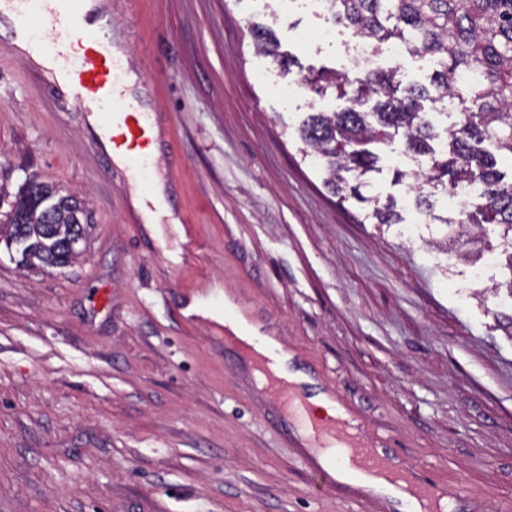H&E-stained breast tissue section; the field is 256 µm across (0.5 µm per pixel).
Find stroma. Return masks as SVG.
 <instances>
[{
  "label": "stroma",
  "instance_id": "stroma-1",
  "mask_svg": "<svg viewBox=\"0 0 512 512\" xmlns=\"http://www.w3.org/2000/svg\"><path fill=\"white\" fill-rule=\"evenodd\" d=\"M107 13L164 132L150 172L179 223L153 233L131 180L95 154L86 110H44L22 64L0 61V214L35 175L88 196L93 219L80 260L38 274L0 243V512H397L326 489L228 339V298L335 394L359 439L447 486L454 512H512L503 256L445 252V227L394 180L401 142L378 147L362 203L301 151V122L346 106L302 78L360 76L352 31L323 39L317 0H109ZM255 24L295 57L290 73L256 54ZM373 67L406 85L432 72L387 50ZM288 84L300 90L285 99ZM390 196L403 223H365ZM192 238L199 257L181 265ZM203 299L211 313L189 319Z\"/></svg>",
  "mask_w": 512,
  "mask_h": 512
}]
</instances>
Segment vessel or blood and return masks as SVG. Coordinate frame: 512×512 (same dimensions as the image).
Returning a JSON list of instances; mask_svg holds the SVG:
<instances>
[{
	"label": "vessel or blood",
	"instance_id": "vessel-or-blood-1",
	"mask_svg": "<svg viewBox=\"0 0 512 512\" xmlns=\"http://www.w3.org/2000/svg\"><path fill=\"white\" fill-rule=\"evenodd\" d=\"M84 0H0V14L12 16L8 37L0 41V49L18 56L25 43L34 39L35 29H42L47 55L66 63L64 99L45 98L49 111H62L64 103L88 105L99 115L104 151L106 142L120 146L126 143L141 147L142 152L130 156L129 164L145 173L149 159L144 152L151 143V128L144 119L139 102L128 95L121 79V58L104 31L88 28L83 15ZM255 367L264 378L268 395L289 412L298 427L306 431L316 451L332 460L344 457L355 439L346 429L337 427L335 419L317 417L310 405L308 385L288 379L279 371L278 358L267 352H251ZM353 470L358 474L377 472L386 476L399 491L420 503H434L441 497L439 485L420 480L414 473L397 468L391 456L375 449L356 447Z\"/></svg>",
	"mask_w": 512,
	"mask_h": 512
}]
</instances>
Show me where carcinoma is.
Returning <instances> with one entry per match:
<instances>
[{
    "label": "carcinoma",
    "mask_w": 512,
    "mask_h": 512,
    "mask_svg": "<svg viewBox=\"0 0 512 512\" xmlns=\"http://www.w3.org/2000/svg\"><path fill=\"white\" fill-rule=\"evenodd\" d=\"M333 23L353 31L377 54L399 44L420 59H431V85L401 87L393 71H369L354 81L336 72L306 77L311 89L324 96L331 90L349 106L339 112H313L299 127L306 148L324 159L326 184L342 200L367 201L361 178L377 170L374 146L400 139L404 156L416 166L415 178L431 186L417 192L415 205L432 221L448 228L445 244L454 245L485 224L501 227V246L507 254L509 278L495 283L512 298V181H504L498 158L512 159V0H325ZM257 52L289 68L291 59L279 52L272 31L251 27ZM375 101L371 110L364 109ZM433 109L457 110L448 129L450 151L430 144L432 127L422 115V102ZM489 143L494 151L484 147ZM356 184H349L348 177ZM477 184L480 192L469 202L472 210L435 213L431 197L439 189L452 196ZM367 217L376 224H399L402 217L393 200L374 201ZM90 211L86 201L64 194L56 185L33 177L21 191L0 225L5 245L23 238L28 250L18 263L24 268L61 267L80 255L74 243L86 239Z\"/></svg>",
    "instance_id": "cac0c4a2"
}]
</instances>
